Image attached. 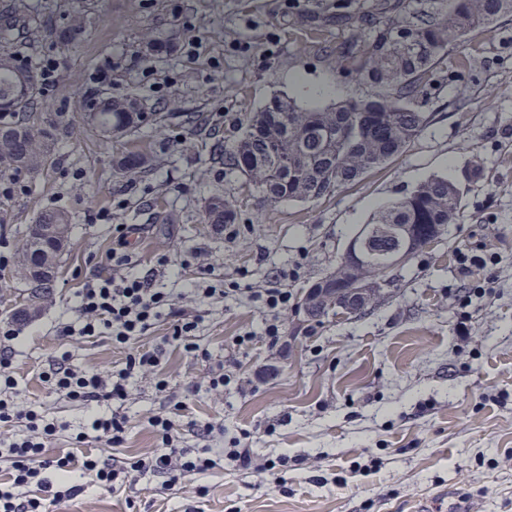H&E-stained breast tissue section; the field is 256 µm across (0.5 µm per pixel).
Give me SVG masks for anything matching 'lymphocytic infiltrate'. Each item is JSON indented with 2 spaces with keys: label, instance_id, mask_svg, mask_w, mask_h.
<instances>
[{
  "label": "lymphocytic infiltrate",
  "instance_id": "lymphocytic-infiltrate-1",
  "mask_svg": "<svg viewBox=\"0 0 512 512\" xmlns=\"http://www.w3.org/2000/svg\"><path fill=\"white\" fill-rule=\"evenodd\" d=\"M79 296L76 320L62 324L58 330L62 339L106 336L113 343L123 345L145 335L155 321L166 316L174 321L172 341L182 346L192 359L208 363L210 388L223 387L227 379L223 359L214 358L194 340L198 316L178 308L169 294L154 287L152 276L95 275L85 281ZM159 355L156 349L129 355L124 368L106 374L75 370L62 358L49 363L41 379L51 392L80 406L105 404L111 408L110 415L94 420L92 434L76 436V446L84 450L78 458L70 453L48 454L58 426L40 411L16 408L17 383L8 373L11 358L1 352L0 423L22 422L27 432L0 448V461L5 464L0 472V512H58L62 503L83 492L88 484L117 492L152 473L165 477L167 484L177 485L212 469L211 458L174 444L172 433L183 410L179 402L149 419L161 439L163 453L147 459H129L116 467L84 448L89 441L106 448L122 447L128 420L121 407L127 397L128 382L142 369L157 366Z\"/></svg>",
  "mask_w": 512,
  "mask_h": 512
}]
</instances>
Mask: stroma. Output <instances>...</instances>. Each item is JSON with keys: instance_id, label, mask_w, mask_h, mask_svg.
Returning a JSON list of instances; mask_svg holds the SVG:
<instances>
[{"instance_id": "1", "label": "stroma", "mask_w": 512, "mask_h": 512, "mask_svg": "<svg viewBox=\"0 0 512 512\" xmlns=\"http://www.w3.org/2000/svg\"><path fill=\"white\" fill-rule=\"evenodd\" d=\"M333 2L0 0V45L36 62L30 111L51 145L47 163L15 172L11 195L0 197V245L19 251L47 209L73 216L50 298L28 322L13 321L26 284L15 263L0 264V328L16 331L0 348L12 352L16 403L61 423L54 447L71 450L108 409L49 393L43 367L66 352L74 369L117 370L158 347L160 364L129 381L125 443L102 456L160 452L148 419L193 381L178 445L208 449L216 462L175 486L149 474L127 491L90 488L61 512H512V14L478 36L468 69L429 89V122L406 152L330 197L270 207L243 173L208 157L215 143L229 151L245 116L274 96L326 107L365 93L303 48L290 11ZM94 85L164 113L166 138L148 131L115 142L88 127L83 92ZM190 114L205 124L189 127ZM131 144L152 163L134 182L116 173ZM472 168L481 177L464 188L459 223L398 271L384 300L359 316L304 315V288L335 269L359 225L429 177L458 180ZM216 197L233 202L234 223H206ZM122 226L131 230L124 274L143 275L163 256L192 254L210 267L209 278L189 267L157 285L199 315L201 347L232 356L223 390L209 388L204 363L164 344L166 317L125 345L58 336L86 277L111 274ZM468 248L487 257L485 268L464 269ZM283 270L292 298L274 317L272 349L262 338L271 317L251 292ZM210 423L223 433L198 436ZM245 439L263 468L237 470L229 450Z\"/></svg>"}]
</instances>
